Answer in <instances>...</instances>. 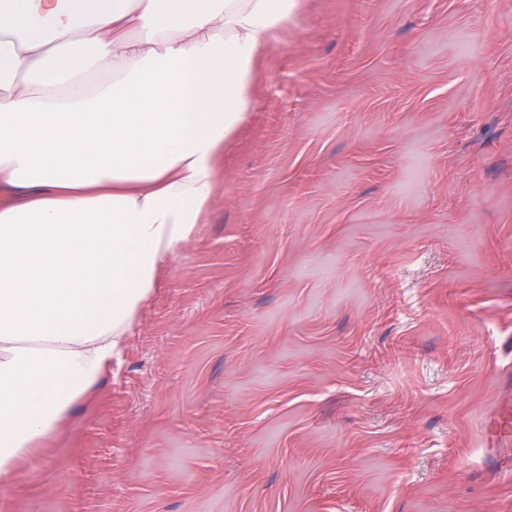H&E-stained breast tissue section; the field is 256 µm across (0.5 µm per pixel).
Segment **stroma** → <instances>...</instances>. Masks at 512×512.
<instances>
[{
	"instance_id": "stroma-1",
	"label": "stroma",
	"mask_w": 512,
	"mask_h": 512,
	"mask_svg": "<svg viewBox=\"0 0 512 512\" xmlns=\"http://www.w3.org/2000/svg\"><path fill=\"white\" fill-rule=\"evenodd\" d=\"M512 0H306L180 252L0 512H512Z\"/></svg>"
}]
</instances>
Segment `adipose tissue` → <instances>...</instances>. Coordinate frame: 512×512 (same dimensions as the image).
Wrapping results in <instances>:
<instances>
[{
    "label": "adipose tissue",
    "mask_w": 512,
    "mask_h": 512,
    "mask_svg": "<svg viewBox=\"0 0 512 512\" xmlns=\"http://www.w3.org/2000/svg\"><path fill=\"white\" fill-rule=\"evenodd\" d=\"M299 0H0V482L120 357Z\"/></svg>",
    "instance_id": "adipose-tissue-1"
}]
</instances>
